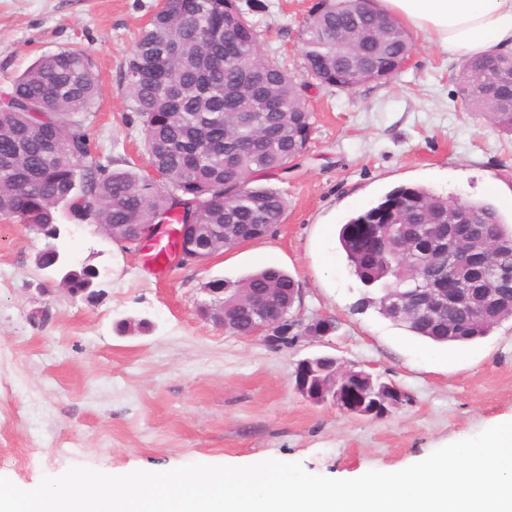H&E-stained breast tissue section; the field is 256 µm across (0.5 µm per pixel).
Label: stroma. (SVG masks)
<instances>
[{"instance_id":"obj_1","label":"stroma","mask_w":512,"mask_h":512,"mask_svg":"<svg viewBox=\"0 0 512 512\" xmlns=\"http://www.w3.org/2000/svg\"><path fill=\"white\" fill-rule=\"evenodd\" d=\"M320 3L240 0L259 27L261 56L295 73L304 66L299 27ZM159 4L0 0V91L42 55L88 50L101 83L92 150L147 169L140 119L120 88L128 54ZM414 44L409 65L387 83L351 93L307 88L312 139L269 180L288 199L284 221L206 264L151 273L141 251L58 213L63 263L100 272L90 304L59 289L55 271L37 267L43 236L0 220V477L22 487L74 466L129 473L276 459L353 479L406 468L512 417V318L464 345L413 336L374 309H357L364 287L338 242L341 224L399 186L488 199L512 217V136L458 109L460 62L422 37ZM324 254L330 266L321 271ZM268 266L299 282L302 317L332 316L336 332L271 346L199 316L205 283ZM129 319L145 321V330L118 332ZM322 354L395 384L407 404L371 419L311 403L293 372L299 360Z\"/></svg>"}]
</instances>
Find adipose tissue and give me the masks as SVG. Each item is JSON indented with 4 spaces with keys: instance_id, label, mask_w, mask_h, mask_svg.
Wrapping results in <instances>:
<instances>
[{
    "instance_id": "1",
    "label": "adipose tissue",
    "mask_w": 512,
    "mask_h": 512,
    "mask_svg": "<svg viewBox=\"0 0 512 512\" xmlns=\"http://www.w3.org/2000/svg\"><path fill=\"white\" fill-rule=\"evenodd\" d=\"M449 58L464 60L512 50V0H380Z\"/></svg>"
}]
</instances>
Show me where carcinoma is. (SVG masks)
<instances>
[{
	"label": "carcinoma",
	"instance_id": "obj_1",
	"mask_svg": "<svg viewBox=\"0 0 512 512\" xmlns=\"http://www.w3.org/2000/svg\"><path fill=\"white\" fill-rule=\"evenodd\" d=\"M298 32L304 72L295 75L259 56L258 25L238 0H167L142 27L127 60L121 94L141 123L150 172L109 169L92 155L89 108L99 86L90 54L61 50L38 58L17 76L9 102L0 103V219L34 225L57 236V213L77 224L108 231L128 224L118 238L137 248L138 224H196L194 251L219 243L226 225L245 233L256 224L270 231L287 211L285 194L266 180L306 150L312 113L302 88L316 84L338 92L357 87L350 61L386 82L413 52L409 32L378 8L359 0H324ZM236 64L224 66V59ZM458 107L487 118L512 135V53L475 57L457 75ZM275 100L279 108L268 103ZM460 214L507 243L494 264L512 269V229L490 201H459ZM454 212L448 198L421 186H400L342 225L338 238L351 272L380 296L359 306L413 335L437 344H466L512 318L491 309L475 319L459 306L433 316L398 317L388 294L404 295L406 309L422 303L414 279L445 288L448 268L428 241L445 240ZM96 268L63 270L69 288L94 291ZM207 288L224 289V302L241 329L249 326L254 298L266 294L276 317L299 284L267 267Z\"/></svg>",
	"mask_w": 512,
	"mask_h": 512
}]
</instances>
